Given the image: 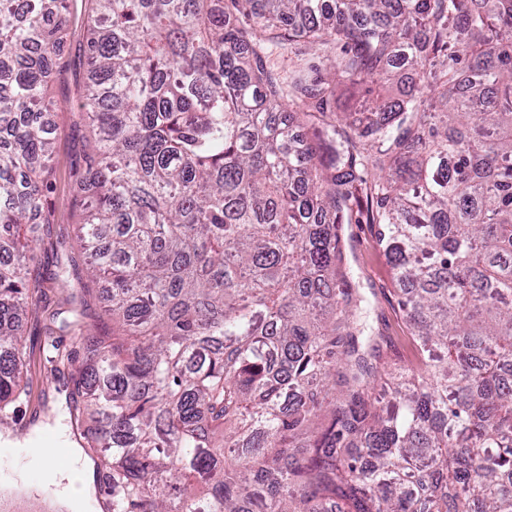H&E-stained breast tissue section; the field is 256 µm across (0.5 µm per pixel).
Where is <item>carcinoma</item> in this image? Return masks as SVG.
<instances>
[{
    "label": "carcinoma",
    "instance_id": "cac0c4a2",
    "mask_svg": "<svg viewBox=\"0 0 512 512\" xmlns=\"http://www.w3.org/2000/svg\"><path fill=\"white\" fill-rule=\"evenodd\" d=\"M88 2L80 292L112 330L59 358L112 512H512V0ZM66 23L65 0H0V426ZM273 40L329 75L298 50L279 81ZM361 222L406 377L342 287ZM377 229V224H342L346 287L359 289L370 301L369 324L379 334L380 359L391 367H416L420 356L391 268L377 244Z\"/></svg>",
    "mask_w": 512,
    "mask_h": 512
}]
</instances>
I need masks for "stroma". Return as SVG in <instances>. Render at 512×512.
<instances>
[{
	"mask_svg": "<svg viewBox=\"0 0 512 512\" xmlns=\"http://www.w3.org/2000/svg\"><path fill=\"white\" fill-rule=\"evenodd\" d=\"M68 19L62 68L47 92L53 103L50 112L53 152L42 196L47 223L35 245L39 286L34 294V310L23 327L28 395L21 403L26 420L50 423L63 436L70 433L71 414L66 402L70 378L68 373L54 371L50 359L55 350H76L79 328L108 322L102 304L93 300L84 311L80 327H71L69 293L54 278L67 257L77 256L81 250L76 226L85 198L82 190L85 153L94 140L80 98L87 77L84 50L90 24L85 0H69ZM376 233L373 224L343 225L346 285L359 289L370 302L369 323L378 335L381 360L391 367H414L419 363L416 343L400 309L393 274L377 244Z\"/></svg>",
	"mask_w": 512,
	"mask_h": 512,
	"instance_id": "stroma-1",
	"label": "stroma"
}]
</instances>
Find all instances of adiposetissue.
<instances>
[{
  "instance_id": "1",
  "label": "adipose tissue",
  "mask_w": 512,
  "mask_h": 512,
  "mask_svg": "<svg viewBox=\"0 0 512 512\" xmlns=\"http://www.w3.org/2000/svg\"><path fill=\"white\" fill-rule=\"evenodd\" d=\"M71 471H63L55 461H47L45 487L66 512H85L94 502L95 466L80 448L71 447Z\"/></svg>"
}]
</instances>
